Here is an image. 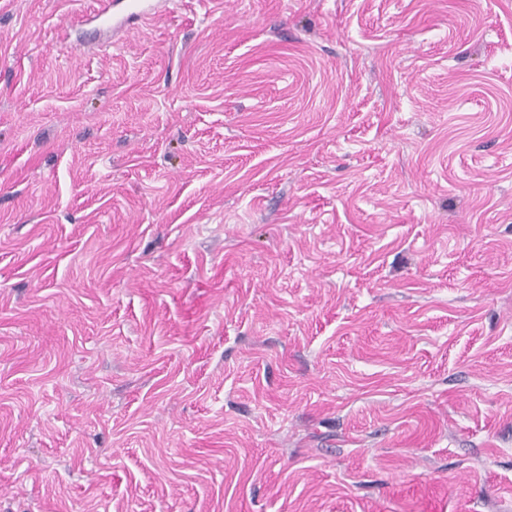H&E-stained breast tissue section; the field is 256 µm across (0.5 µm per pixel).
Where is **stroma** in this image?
Returning a JSON list of instances; mask_svg holds the SVG:
<instances>
[{"label":"stroma","mask_w":512,"mask_h":512,"mask_svg":"<svg viewBox=\"0 0 512 512\" xmlns=\"http://www.w3.org/2000/svg\"><path fill=\"white\" fill-rule=\"evenodd\" d=\"M0 0V512H512V0ZM146 2L149 3V10L145 6ZM168 0H128L126 8L128 17H140L142 15L149 16H165L168 11Z\"/></svg>","instance_id":"obj_1"}]
</instances>
